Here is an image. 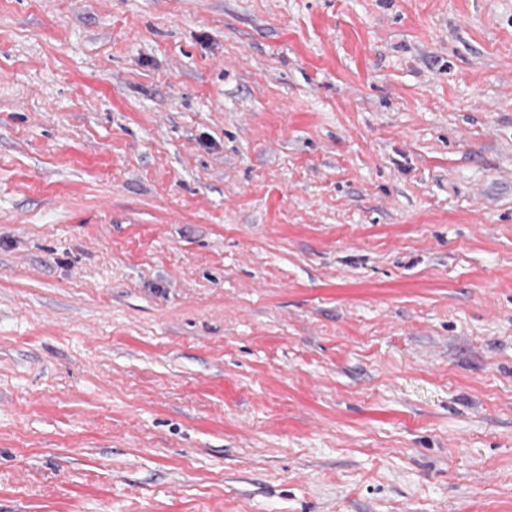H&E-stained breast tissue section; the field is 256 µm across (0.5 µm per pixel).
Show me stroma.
<instances>
[{
  "mask_svg": "<svg viewBox=\"0 0 512 512\" xmlns=\"http://www.w3.org/2000/svg\"><path fill=\"white\" fill-rule=\"evenodd\" d=\"M0 512H512V0H0Z\"/></svg>",
  "mask_w": 512,
  "mask_h": 512,
  "instance_id": "stroma-1",
  "label": "stroma"
}]
</instances>
